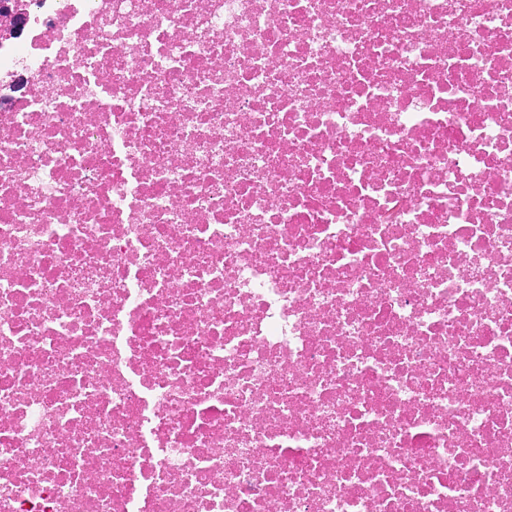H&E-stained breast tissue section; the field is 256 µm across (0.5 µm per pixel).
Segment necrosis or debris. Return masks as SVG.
Returning <instances> with one entry per match:
<instances>
[{
  "instance_id": "obj_1",
  "label": "necrosis or debris",
  "mask_w": 512,
  "mask_h": 512,
  "mask_svg": "<svg viewBox=\"0 0 512 512\" xmlns=\"http://www.w3.org/2000/svg\"><path fill=\"white\" fill-rule=\"evenodd\" d=\"M0 512H512V0H0Z\"/></svg>"
}]
</instances>
